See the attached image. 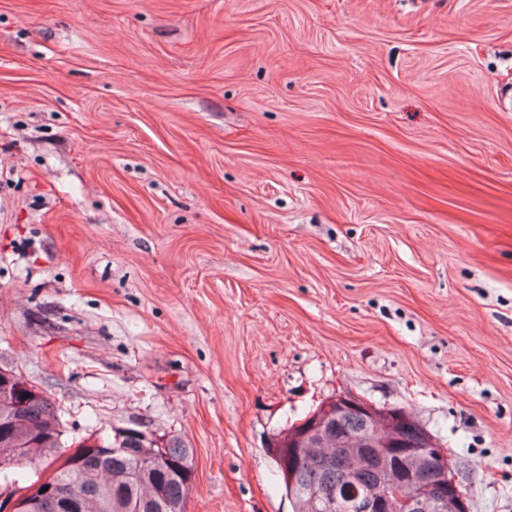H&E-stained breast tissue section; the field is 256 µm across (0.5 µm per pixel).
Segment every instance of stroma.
Returning a JSON list of instances; mask_svg holds the SVG:
<instances>
[{"label":"stroma","mask_w":512,"mask_h":512,"mask_svg":"<svg viewBox=\"0 0 512 512\" xmlns=\"http://www.w3.org/2000/svg\"><path fill=\"white\" fill-rule=\"evenodd\" d=\"M0 367L186 512L339 393L512 512V0H0Z\"/></svg>","instance_id":"35a3bbf8"}]
</instances>
